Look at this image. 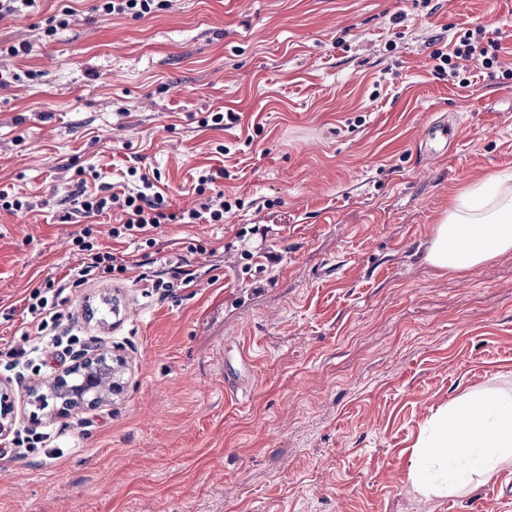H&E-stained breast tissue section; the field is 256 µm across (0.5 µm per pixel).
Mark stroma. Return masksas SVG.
Returning <instances> with one entry per match:
<instances>
[{
	"instance_id": "stroma-1",
	"label": "stroma",
	"mask_w": 512,
	"mask_h": 512,
	"mask_svg": "<svg viewBox=\"0 0 512 512\" xmlns=\"http://www.w3.org/2000/svg\"><path fill=\"white\" fill-rule=\"evenodd\" d=\"M58 0L0 20V353L24 344V299L78 266L84 228L125 273L70 292L81 345L123 358L113 400L31 425L45 443L0 461V512H512V463L443 496L408 473L431 417L466 393L512 395V253L467 274L425 260L448 199L512 172V78L433 50L476 25L512 69V0H169L141 19ZM239 124L202 126L219 109ZM458 137L426 155L424 129ZM232 210L166 224L153 247L122 214L71 211L81 187L130 190L137 169L171 211L198 207L200 168ZM203 245L200 253L189 244ZM179 264L188 285L139 278ZM247 358L238 392L225 361Z\"/></svg>"
}]
</instances>
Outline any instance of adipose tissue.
<instances>
[{
	"mask_svg": "<svg viewBox=\"0 0 512 512\" xmlns=\"http://www.w3.org/2000/svg\"><path fill=\"white\" fill-rule=\"evenodd\" d=\"M512 253V173L496 174L461 191L435 224L426 260L435 270L461 274ZM409 471L414 491L458 492L496 476L512 461V396L461 398L432 418Z\"/></svg>",
	"mask_w": 512,
	"mask_h": 512,
	"instance_id": "1",
	"label": "adipose tissue"
}]
</instances>
